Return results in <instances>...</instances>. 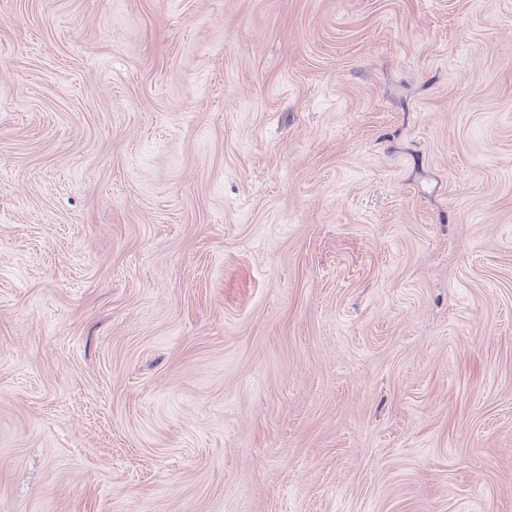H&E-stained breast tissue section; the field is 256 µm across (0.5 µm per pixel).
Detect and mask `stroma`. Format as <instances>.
I'll list each match as a JSON object with an SVG mask.
<instances>
[{
  "label": "stroma",
  "mask_w": 512,
  "mask_h": 512,
  "mask_svg": "<svg viewBox=\"0 0 512 512\" xmlns=\"http://www.w3.org/2000/svg\"><path fill=\"white\" fill-rule=\"evenodd\" d=\"M0 512H512V0H0Z\"/></svg>",
  "instance_id": "obj_1"
}]
</instances>
